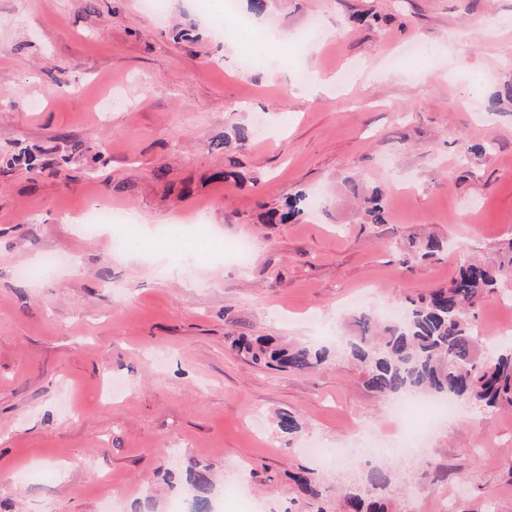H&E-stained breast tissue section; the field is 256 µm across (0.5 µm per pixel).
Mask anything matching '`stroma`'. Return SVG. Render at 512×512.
Masks as SVG:
<instances>
[{
	"mask_svg": "<svg viewBox=\"0 0 512 512\" xmlns=\"http://www.w3.org/2000/svg\"><path fill=\"white\" fill-rule=\"evenodd\" d=\"M322 24L320 44L292 35ZM512 0H270L246 34L220 0H0V155L67 139L103 147L92 171L0 170V512H104L97 475L112 476L113 512H172L191 496L185 467H209L223 512H341L335 496L304 499L295 474L360 484L322 465L313 445L348 448L351 424L380 437L390 401L341 359L313 372L259 367L232 337L335 348L355 331L351 296L404 308L446 286L470 257L497 259L512 237V103L487 107L512 83ZM268 64L241 68L253 45ZM351 71L313 99L306 76ZM120 92L121 105L102 110ZM263 118L268 137L215 148L232 126ZM486 153L477 173L464 146ZM383 193L380 224L358 204ZM324 201L296 221L268 211L297 194ZM133 213L139 246L114 250L112 227L84 237L87 202ZM202 224L204 240L173 245L168 224ZM448 252L407 258L411 235ZM252 241L246 265L209 251ZM69 256L31 282L18 268ZM132 391L103 403L107 375ZM302 430L282 433L281 414ZM401 512H512V408L460 406L407 457L388 444ZM464 488H456L460 477Z\"/></svg>",
	"mask_w": 512,
	"mask_h": 512,
	"instance_id": "35a3bbf8",
	"label": "stroma"
}]
</instances>
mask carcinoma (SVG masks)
Instances as JSON below:
<instances>
[{
    "instance_id": "carcinoma-1",
    "label": "carcinoma",
    "mask_w": 512,
    "mask_h": 512,
    "mask_svg": "<svg viewBox=\"0 0 512 512\" xmlns=\"http://www.w3.org/2000/svg\"><path fill=\"white\" fill-rule=\"evenodd\" d=\"M72 155L85 157L93 166L104 161L102 148L77 142L57 165L68 163ZM0 164L29 172L46 168L42 151L27 147L0 156ZM305 200L300 195L286 202L283 210L269 212V220L286 223L301 217ZM410 245L411 260L428 259L447 248L445 241L431 237L413 240ZM498 255L494 264L464 262L447 286L410 299L407 314L400 320L381 321L363 311L355 315L360 334L343 339V353L363 366L368 388L388 396H398L408 389L444 394L483 413L512 406V348H490L477 336L471 321L477 305L512 277V238L499 245ZM232 347L256 365L301 372L332 358L326 348L280 347L264 337L239 336L233 339ZM187 479L193 490L192 512H211L209 471L191 467ZM363 481L374 495L361 494L357 486L345 492L347 512H385L382 493L391 485V472L372 467L364 472ZM298 484L303 494L317 501L329 491L322 483L307 478L299 479Z\"/></svg>"
}]
</instances>
